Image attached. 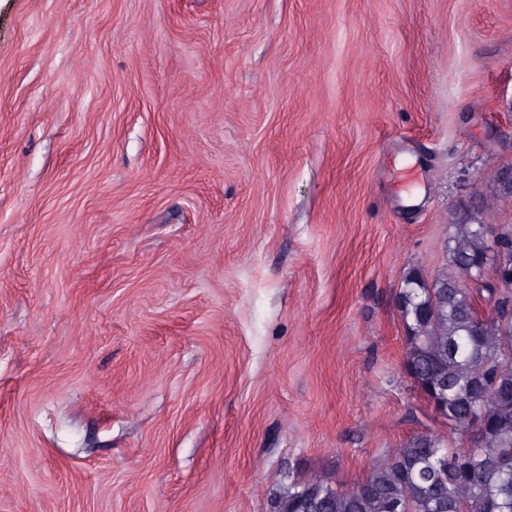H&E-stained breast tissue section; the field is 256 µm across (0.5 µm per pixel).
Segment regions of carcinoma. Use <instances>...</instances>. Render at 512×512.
<instances>
[{
	"label": "carcinoma",
	"instance_id": "carcinoma-1",
	"mask_svg": "<svg viewBox=\"0 0 512 512\" xmlns=\"http://www.w3.org/2000/svg\"><path fill=\"white\" fill-rule=\"evenodd\" d=\"M448 263L410 273L398 296L405 370L440 405L448 434L410 436L341 490L312 476L269 512H512V224H448Z\"/></svg>",
	"mask_w": 512,
	"mask_h": 512
}]
</instances>
